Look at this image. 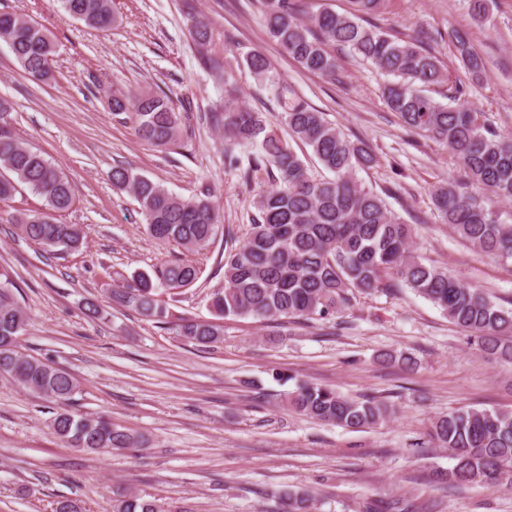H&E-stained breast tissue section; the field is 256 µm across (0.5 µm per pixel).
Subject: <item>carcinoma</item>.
<instances>
[{
  "label": "carcinoma",
  "mask_w": 512,
  "mask_h": 512,
  "mask_svg": "<svg viewBox=\"0 0 512 512\" xmlns=\"http://www.w3.org/2000/svg\"><path fill=\"white\" fill-rule=\"evenodd\" d=\"M65 12L86 26H112V0H59ZM269 37L303 69L336 77L333 46L397 78L384 87L387 107L410 132L448 147L462 162L469 179L497 199L512 201V138L481 124L478 115L462 106H448L426 93L449 82L437 56L422 40L394 39L362 17L377 10L381 0H352L353 11L322 10L304 20L295 0H260ZM456 49L472 79L485 75L483 59L460 34ZM0 40L5 42L23 73L43 82L51 75L56 46L46 30L11 13L0 12ZM243 66L258 81H274L270 63L259 49L242 57ZM283 120L292 140L311 150L330 179L311 175L287 142L267 129L262 113L239 101L237 88L225 84L224 108L211 115L224 132V155L241 178L277 170L279 185L254 200L257 219L241 243H224V287L211 294L208 306L216 320L180 319L177 332L201 348L222 342L227 317L324 320L351 306L355 295L389 287L395 277L403 286L443 311L479 350L512 363V309L493 302L479 288L462 284L448 271L426 264L415 255L411 228L384 200L358 183L354 172L374 161L362 143L348 139L312 107L281 95ZM109 107L124 116L135 136L169 149L179 144L182 111L166 93L139 91L112 95ZM0 99V202L11 201L24 185L44 200L45 210L13 213L14 224L28 241L47 252L79 248L82 232L76 224L53 217L74 203L72 185L58 165L25 145ZM256 149L248 164L238 163L237 146ZM112 186L132 193L145 219V231L163 245L193 251L210 246L218 235L220 213L210 190L183 198L133 169L115 166ZM433 203L455 233L478 250L501 261H512V224L500 220L490 201L459 190L450 181L436 186ZM199 269L190 260L170 262L153 272H138L110 290L109 299L145 318L168 317L158 300L157 285L180 290L194 284ZM17 286L0 270V377L10 378L52 402L60 411L53 419L56 434L73 448L112 452L136 446L139 436L104 415L77 416L66 409L77 384L68 372L19 351L26 315L15 298ZM296 413L350 431L376 427L392 407L374 397L355 399L334 388L305 381L284 395ZM419 448H446L454 461L446 476L458 482L497 487L512 485V410L469 408L450 412L431 423ZM281 512H313L314 500L302 491L280 496ZM113 512H168L155 500L128 493L116 500Z\"/></svg>",
  "instance_id": "cac0c4a2"
}]
</instances>
